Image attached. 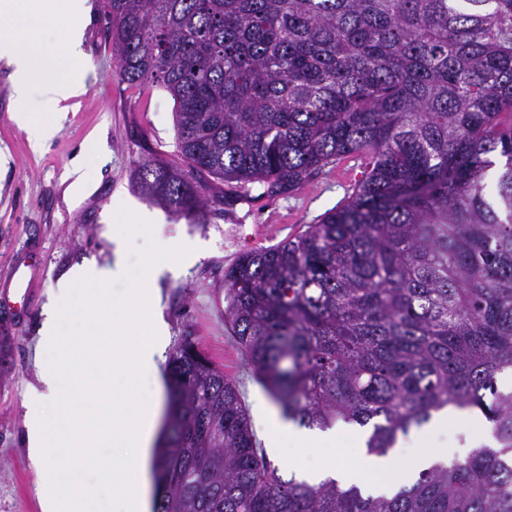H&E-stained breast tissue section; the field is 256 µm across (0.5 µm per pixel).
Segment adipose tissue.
<instances>
[{"instance_id": "obj_1", "label": "adipose tissue", "mask_w": 512, "mask_h": 512, "mask_svg": "<svg viewBox=\"0 0 512 512\" xmlns=\"http://www.w3.org/2000/svg\"><path fill=\"white\" fill-rule=\"evenodd\" d=\"M88 0H0V56L11 70L14 97L29 98L40 89L51 106L49 117L19 111L15 121L24 128L33 148H40L55 135L66 119V102L86 92L85 84L73 74L84 57L83 28L89 13ZM469 428L467 446L487 441L479 421L464 411L440 412L421 431L412 433V444L394 448L388 455L367 454L359 433L342 428L323 433L298 428L280 420L270 424L271 445L275 451L284 446L316 451L315 460L300 462L297 471L313 484L333 479L342 484H358L375 495H389L411 484L418 473L448 461L449 450L440 446L449 425ZM350 440L354 464L337 463L328 450L336 441Z\"/></svg>"}]
</instances>
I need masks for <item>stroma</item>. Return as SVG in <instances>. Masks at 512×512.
Masks as SVG:
<instances>
[{
	"instance_id": "stroma-1",
	"label": "stroma",
	"mask_w": 512,
	"mask_h": 512,
	"mask_svg": "<svg viewBox=\"0 0 512 512\" xmlns=\"http://www.w3.org/2000/svg\"><path fill=\"white\" fill-rule=\"evenodd\" d=\"M105 27L99 9L91 8L78 72L87 91L71 101L66 120L37 150L13 116L19 109L42 116L46 107L36 92L17 103L10 71L0 61V156L7 161L0 167V512H44L41 475L29 457L24 429V402L42 366L37 353L42 309L76 263L115 262L118 228L105 215L123 208L158 218L151 236L133 237L134 248L172 236L202 246L199 260L156 284L168 329L166 350L192 340L233 378L267 460L282 477L291 475L289 462L269 450V426L256 404L265 401L274 416L280 410L257 382L224 318V272L242 253L284 240L343 202L352 189L351 164L316 171L303 188L289 193L226 194L223 205L211 208L202 222L170 214L140 192L133 172L143 163L175 160L174 102L158 86L121 79ZM94 133L100 141L86 158L92 185L72 192V160Z\"/></svg>"
}]
</instances>
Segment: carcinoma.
Returning <instances> with one entry per match:
<instances>
[{
    "label": "carcinoma",
    "instance_id": "cac0c4a2",
    "mask_svg": "<svg viewBox=\"0 0 512 512\" xmlns=\"http://www.w3.org/2000/svg\"><path fill=\"white\" fill-rule=\"evenodd\" d=\"M123 80L174 101L141 190L204 216L346 158L340 206L224 273V317L282 416L371 428L477 409L494 446L390 496L284 479L235 381L177 348L153 512H512V0H98Z\"/></svg>",
    "mask_w": 512,
    "mask_h": 512
}]
</instances>
